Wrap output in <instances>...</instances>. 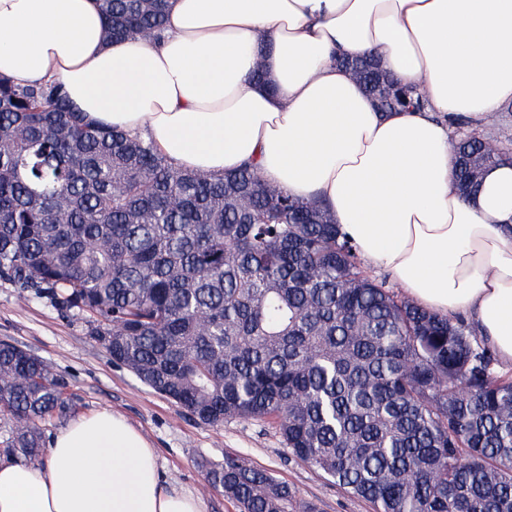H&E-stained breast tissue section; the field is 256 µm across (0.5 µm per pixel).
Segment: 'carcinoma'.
I'll return each instance as SVG.
<instances>
[{
  "mask_svg": "<svg viewBox=\"0 0 512 512\" xmlns=\"http://www.w3.org/2000/svg\"><path fill=\"white\" fill-rule=\"evenodd\" d=\"M108 37H160L167 0H101ZM384 112L421 110L367 59ZM462 194L512 158L450 142ZM83 316L112 361L201 421H272L289 452L373 512H512V376L463 318L371 278L318 201L246 163L174 167L153 141L95 125L56 83L0 79V278ZM55 364L0 341L4 451L43 459L69 410ZM240 512H297L288 484L236 455L207 467Z\"/></svg>",
  "mask_w": 512,
  "mask_h": 512,
  "instance_id": "obj_1",
  "label": "carcinoma"
}]
</instances>
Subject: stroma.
<instances>
[{
  "instance_id": "1",
  "label": "stroma",
  "mask_w": 512,
  "mask_h": 512,
  "mask_svg": "<svg viewBox=\"0 0 512 512\" xmlns=\"http://www.w3.org/2000/svg\"><path fill=\"white\" fill-rule=\"evenodd\" d=\"M0 339L52 360L66 383L72 408L41 424L44 437L70 418L100 409L118 412L157 448L168 484L203 495L207 512H239L237 504L208 489L203 462L241 456L249 465L270 471L287 483L297 505H316L318 512H373L312 467L290 454L276 429L260 419L210 425L144 385L113 362L92 327L81 316L62 313L50 300L22 295L0 278Z\"/></svg>"
}]
</instances>
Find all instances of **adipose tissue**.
I'll list each match as a JSON object with an SVG mask.
<instances>
[{
  "mask_svg": "<svg viewBox=\"0 0 512 512\" xmlns=\"http://www.w3.org/2000/svg\"><path fill=\"white\" fill-rule=\"evenodd\" d=\"M373 56L421 111H379L338 63ZM262 78H255V71ZM0 77L56 81L97 125L149 137L181 169L254 163L324 202L367 265L464 318L512 370V165L461 197L452 119L512 103V0H169L158 40L108 39L99 0H0ZM0 512H205L153 444L102 409L44 465L0 460Z\"/></svg>",
  "mask_w": 512,
  "mask_h": 512,
  "instance_id": "1",
  "label": "adipose tissue"
}]
</instances>
